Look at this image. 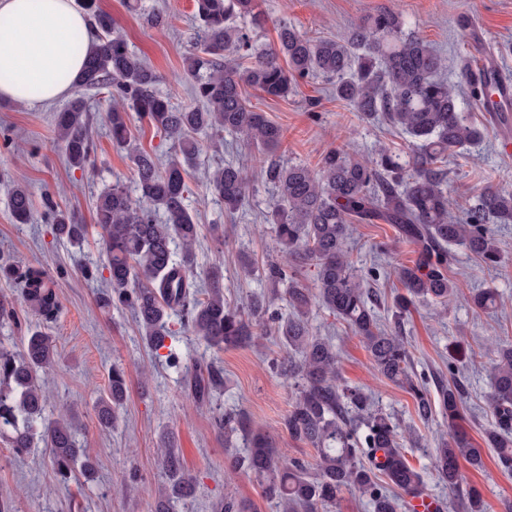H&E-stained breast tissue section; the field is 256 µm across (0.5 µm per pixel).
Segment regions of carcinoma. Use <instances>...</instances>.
<instances>
[{
    "label": "carcinoma",
    "mask_w": 512,
    "mask_h": 512,
    "mask_svg": "<svg viewBox=\"0 0 512 512\" xmlns=\"http://www.w3.org/2000/svg\"><path fill=\"white\" fill-rule=\"evenodd\" d=\"M82 5L94 42L73 83L77 91L56 116V140L70 166L83 169L90 163L93 144L83 91L105 90L112 103V142L129 149L138 177L135 198L119 182L96 196L95 226L102 233L111 283L100 304L132 311L145 345L154 351L167 348L166 361L175 369L183 368L182 356L166 345L177 334L171 327L174 315L180 328L216 350L254 342L264 335L265 322H271L270 330L286 352L276 370L294 394L282 427L292 439L314 448L316 460L311 470L289 462L269 437L248 432L242 416L218 412L214 423L219 430L227 436L240 433L248 441L236 464L264 481L266 497L279 502L283 512H323L345 491L365 496L372 512H400L401 495L423 492L422 474L406 458L392 417L373 408L362 389L338 384L336 347L313 334L308 313L318 305L346 324L376 371L414 397L421 419L431 417L432 405L414 380L400 323L416 300L445 308L448 299L462 293L448 275L450 246L465 247L489 271L503 262L492 225L512 223V190L487 187L456 216L443 165L449 151L473 145L487 132L467 118L460 98L478 108L494 106L497 84L466 68L467 92L460 93L442 77L445 61L432 44L389 9L368 15L342 40L312 38L285 24L276 45L257 49L246 27L236 24L239 19L261 24L255 0H195L202 47L186 56L184 74L200 105L179 109L158 91L153 70L112 32V19L98 9L97 0H82ZM314 75L334 79L336 98L361 121L384 119L407 134L413 148H380L368 160L330 148L315 168L273 159L283 130L246 101L242 88L249 85L286 98L298 80ZM131 112L172 140L174 154L165 167L155 155L130 146ZM196 133L218 140L226 133L240 137L258 152L255 172L277 188L268 218L274 242L291 262L315 269L310 289L299 284L292 265L267 268L268 280L285 286L290 314L272 309L273 294L232 304L224 296L220 267L209 269L204 290L190 277L199 225L186 208L185 176L200 153ZM209 189L226 211L235 213L247 202L248 174L234 164L219 166L209 177ZM9 207L17 223H28L32 196L27 186H12ZM47 213L57 238L78 245L87 237L89 225L50 199ZM378 222L393 225L399 239L418 247L412 264L397 268L405 293L395 300L391 323L380 321L363 276L345 252L353 225ZM0 279L22 288L30 312L45 321L58 315L50 270L5 263L0 264ZM497 299L492 288L468 296L482 312L496 307ZM458 353L457 347L448 357V386L441 392L448 431L431 454L432 470L451 489L463 485L460 462L479 468L486 449L496 453L503 470L512 472V342L499 344L489 362L491 423L482 446L459 430L465 390L458 379ZM54 357L52 337L39 331L21 337L16 347L0 346V425L9 428L7 444L14 454L24 455L41 441L51 449L62 479L76 471L87 478L94 465L78 443L71 417L45 413V379ZM222 385L224 369L214 363L184 372V388L199 406L211 405L213 392ZM127 392L126 371L115 364L108 394L96 406L103 426L116 423ZM157 451L165 481L154 512H176L179 502L193 493L195 481L170 438L162 439Z\"/></svg>",
    "instance_id": "1"
}]
</instances>
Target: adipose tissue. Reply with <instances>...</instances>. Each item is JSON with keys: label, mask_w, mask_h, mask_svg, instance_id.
Instances as JSON below:
<instances>
[{"label": "adipose tissue", "mask_w": 512, "mask_h": 512, "mask_svg": "<svg viewBox=\"0 0 512 512\" xmlns=\"http://www.w3.org/2000/svg\"><path fill=\"white\" fill-rule=\"evenodd\" d=\"M89 24L75 0H0V98L49 104L70 93Z\"/></svg>", "instance_id": "adipose-tissue-1"}]
</instances>
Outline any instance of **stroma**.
Returning a JSON list of instances; mask_svg holds the SVG:
<instances>
[{"instance_id":"35a3bbf8","label":"stroma","mask_w":512,"mask_h":512,"mask_svg":"<svg viewBox=\"0 0 512 512\" xmlns=\"http://www.w3.org/2000/svg\"><path fill=\"white\" fill-rule=\"evenodd\" d=\"M256 5L264 21L250 34L259 47L272 46L278 27L285 23L316 36L339 37L385 7L416 22L445 58L444 75L449 81H460L463 57L475 61L488 56L495 60L501 78L512 84V0H256ZM99 6L111 16L115 31L130 49L156 72L158 90L174 106L190 105L192 87L183 75V61L199 32L194 0H139L134 9L128 0H99ZM157 13L166 16L167 25L150 23V15ZM245 94L256 110L283 129L278 157L284 162L314 167L326 150L342 143L360 158L372 156L381 146L404 149L410 143L409 136L385 120L360 121L321 76L300 81L285 99L270 98L252 87ZM85 98L93 164L84 169L70 167L55 140L53 117L58 104L0 99V264L19 261L57 274L58 317L52 322L32 321L56 343L46 385L47 412L55 417L74 414L77 438L95 460L96 473L90 480L62 481L47 449L35 448L18 458L0 437V512H153L155 493L164 481L157 448L165 436L172 437L180 459L197 481L194 494L179 504L178 512H212V503L224 498L248 505L251 512H280L265 496L261 479L235 468L234 458L243 453L241 435L225 440L210 410L192 404L177 370L145 346L132 312L100 307L98 297L108 285L109 273L99 231H91L82 245L73 246L55 237L45 217L43 199L49 195L82 223H93L95 199L103 186L117 181L130 189L135 186V167L109 134L105 91H86ZM506 137L512 138V126L495 124L481 142L449 153L453 197L468 199L489 186L512 189V155L501 149ZM199 142L201 155L188 181L190 212L200 226L194 272L200 276L211 266L223 265L224 294L241 304L248 295L269 292L270 286L261 275L241 278L240 252H248L261 268L287 260L275 248L264 221L276 189L269 181L252 178L245 207L226 213L208 187L207 174L227 162L246 164L249 151L231 135L220 142L203 135ZM19 182L28 185L32 194V219L26 224L16 223L9 208V190ZM217 224L223 225V234L214 232ZM496 238L505 267L487 271L463 246H452L449 275L463 288V296L449 301L444 311L417 303L403 319L414 371L425 380L431 400L439 398L437 378L448 373L452 342L465 340L487 359L496 343L512 341V224L497 225ZM382 242L394 244L399 262L410 263L415 256L414 246L398 242L393 225L358 224L346 244L348 257L357 269L367 270L378 264L375 247ZM89 267L96 268V276H86ZM475 288L497 289L501 306L490 312L472 308L465 293ZM310 322L314 333L331 337L338 350L340 383L370 391L399 424L406 457L422 472L427 495L441 504L442 512H458L453 506L455 493L430 467V451L448 428L445 415L437 410L429 421H420L412 396L378 375L359 337L319 308L311 312ZM175 347L184 358L223 367L224 385L213 396L218 408L245 413L252 431L269 434L289 457L314 463L315 450L293 440L281 427L292 392L272 367L285 355L278 339L267 335L253 346L217 351L186 331L179 333ZM116 363L126 370L128 393L115 426L107 429L99 424L94 403L107 394L109 371ZM146 375L151 385L145 391L141 382ZM460 376L467 387L462 426L478 443L490 422L487 373L467 364ZM133 468L141 474L143 486L129 495L124 483ZM461 469L464 489L477 491L487 512H507L512 474L501 469L493 451L485 452L481 468L465 463Z\"/></svg>"}]
</instances>
